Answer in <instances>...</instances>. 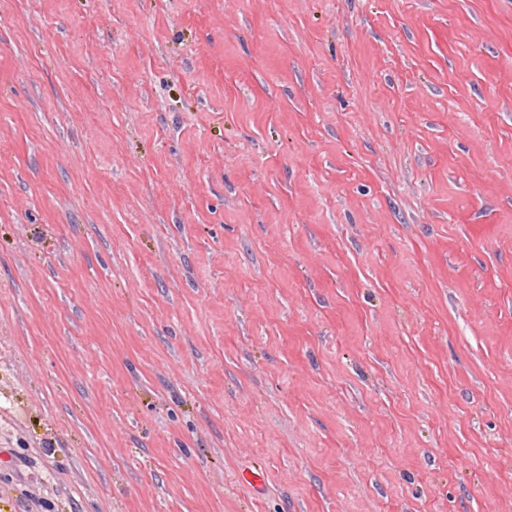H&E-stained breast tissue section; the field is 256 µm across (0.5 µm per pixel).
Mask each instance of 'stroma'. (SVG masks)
<instances>
[{"label":"stroma","instance_id":"stroma-1","mask_svg":"<svg viewBox=\"0 0 512 512\" xmlns=\"http://www.w3.org/2000/svg\"><path fill=\"white\" fill-rule=\"evenodd\" d=\"M0 512H512V0H0Z\"/></svg>","mask_w":512,"mask_h":512}]
</instances>
